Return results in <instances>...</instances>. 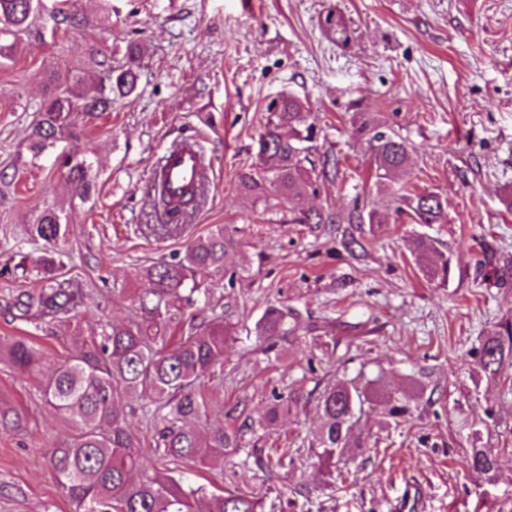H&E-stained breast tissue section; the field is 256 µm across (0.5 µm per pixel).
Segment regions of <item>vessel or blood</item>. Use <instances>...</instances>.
I'll return each mask as SVG.
<instances>
[{
	"instance_id": "1",
	"label": "vessel or blood",
	"mask_w": 512,
	"mask_h": 512,
	"mask_svg": "<svg viewBox=\"0 0 512 512\" xmlns=\"http://www.w3.org/2000/svg\"><path fill=\"white\" fill-rule=\"evenodd\" d=\"M209 166L198 139L171 144L162 152L152 170L156 173L168 201L179 205L207 179Z\"/></svg>"
}]
</instances>
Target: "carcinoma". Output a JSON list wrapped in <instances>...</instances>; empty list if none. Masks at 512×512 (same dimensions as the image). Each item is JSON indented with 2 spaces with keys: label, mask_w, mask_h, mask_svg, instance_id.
<instances>
[{
  "label": "carcinoma",
  "mask_w": 512,
  "mask_h": 512,
  "mask_svg": "<svg viewBox=\"0 0 512 512\" xmlns=\"http://www.w3.org/2000/svg\"><path fill=\"white\" fill-rule=\"evenodd\" d=\"M71 0H0V59L12 57L22 36L36 28L39 35L55 36L61 26H76L84 19L72 12ZM336 42L350 41L349 27L341 13L328 12L322 23ZM136 57L112 66V54L92 52L95 80L82 88L84 76L70 69L53 77L50 96L40 103L28 137L27 150L37 156L64 144L58 159L68 181L81 199L95 188L94 160L88 155L73 161L70 145L79 139L83 123L112 111V101L130 96L137 86ZM259 133L257 159L261 171L239 176L241 190L258 199L288 201L291 224L389 223V213L378 203L354 206L347 212L306 207L308 192H317L319 181L338 176L340 161L324 153L313 159L316 126L306 123L313 112L307 100L288 94L270 102ZM351 136L367 141L371 176L380 194L395 195L398 213L416 224H441L447 217V200L435 192H416L403 183L409 144L392 129L382 126L370 112H357ZM157 224L164 236H179L203 196L198 189L184 203L181 218L168 220V202L156 183L147 182ZM22 235L40 246L36 259L39 287L7 300L14 318L36 321L49 331L73 327L86 293L65 278L64 258L69 255V222L64 209L46 206L32 213ZM233 240L218 226L189 240L184 252L149 266L119 269L112 276V292L127 294L134 318L101 327L97 336L81 340L44 374L41 393L45 404L76 433L52 448L49 462L55 478L77 512H263V497L255 491L226 490L214 494L174 475L170 465L206 467L224 461L242 447L238 427L202 431L219 387L204 388L203 380L224 368V356L234 327L227 319L198 320L197 312L209 307L207 279L227 269ZM416 258L424 276L448 280L451 258L436 240L421 236ZM293 310L267 307L255 326L262 350L276 349L278 341L293 334ZM470 356L487 380L512 373V319L500 321L484 336ZM43 352L23 337H0V363L20 372L42 367ZM425 392L422 383L405 377V386L390 391L377 379L338 378L327 382L317 397L321 424L307 448L317 465L333 473L353 459L351 448H365V441L351 445L364 408L379 411L386 424L400 425L414 418ZM153 425L152 456L140 453V439L126 429L127 408L133 399ZM299 402L292 395L274 396L266 420L275 422L291 413ZM469 471L479 477L499 465V457L473 447L467 458Z\"/></svg>",
  "instance_id": "carcinoma-1"
}]
</instances>
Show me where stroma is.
<instances>
[{
  "label": "stroma",
  "mask_w": 512,
  "mask_h": 512,
  "mask_svg": "<svg viewBox=\"0 0 512 512\" xmlns=\"http://www.w3.org/2000/svg\"><path fill=\"white\" fill-rule=\"evenodd\" d=\"M89 24L63 28L56 41L30 32L0 62V170L14 182L0 198V337L24 336L47 361L66 356L71 332L53 333L13 319L5 299L36 288L13 272V253L34 254L22 241L29 213L48 203L69 217L72 259L66 273L85 289L80 331L90 334L133 315L129 299L105 283L113 269L147 266L183 250L187 239L227 227L232 264L244 273L208 280L211 303L226 310L235 340L224 360V392L202 425L228 426L229 410L247 420L243 446L223 464L189 468L185 477L217 492L253 489L264 512H392L409 485L423 490L410 512H488L485 493L512 495V377L480 378L469 355L481 336L512 316V0H76ZM341 12L348 46L323 31L328 11ZM140 53L136 90L86 127L80 141L95 160L96 192L80 200L56 155L26 148L34 111L52 74L87 67L91 48L125 62ZM292 93L309 99L319 152L337 154L341 172L324 184L314 207L348 211L368 196L369 153L352 139L358 112L411 146L410 183L448 200L444 223H398L363 231L362 258L342 246L341 224H293L287 205L266 208L240 191L238 174L255 161L266 107ZM200 136L215 176L185 234L160 238L143 188L162 150L180 136ZM451 258L447 282H431L412 254L420 235ZM297 312L281 354L255 349V324L267 306ZM382 376L399 389L420 378L426 400L413 421L386 426L363 416L368 449L340 474L326 476L298 456L318 423L317 385L334 372ZM40 375L0 363V408L19 423L0 425V512H75L49 465L50 451L73 433L45 406ZM301 391L305 404L274 424L273 395ZM499 454L477 478L467 468L472 447ZM284 449L271 470L256 450ZM302 489L288 501L285 492Z\"/></svg>",
  "instance_id": "stroma-1"
}]
</instances>
